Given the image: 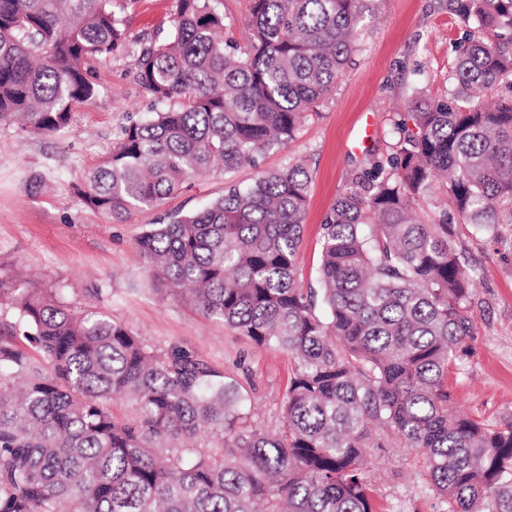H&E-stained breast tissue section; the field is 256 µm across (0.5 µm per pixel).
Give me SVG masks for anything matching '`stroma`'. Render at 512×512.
Segmentation results:
<instances>
[{
    "mask_svg": "<svg viewBox=\"0 0 512 512\" xmlns=\"http://www.w3.org/2000/svg\"><path fill=\"white\" fill-rule=\"evenodd\" d=\"M175 13L176 0H136L120 14L130 48L168 35ZM462 35L448 0H381L332 99L285 149L236 172V181L246 183L257 170L307 161L312 182L298 256L301 285L317 279L326 213L364 167L368 152L389 150L392 121L406 109L408 88L446 96ZM130 48L97 64L96 98L76 105L64 128L35 135L0 124V265L18 266L32 279L62 288L74 306L100 310L157 345L184 346L238 380L259 422L277 429L293 375L288 353L256 347L169 291L155 290L137 250L145 225L223 195V173L197 178L160 206L133 210L122 223L89 209L72 191L109 155L122 129L150 110L134 78ZM366 123L373 130L358 139ZM502 234L499 241L479 238L464 226L457 238L475 269L476 339L472 354L452 368L450 381L458 410L489 424L512 418V226ZM368 461L379 512H439L437 497L418 476L414 451L391 444L371 449Z\"/></svg>",
    "mask_w": 512,
    "mask_h": 512,
    "instance_id": "35a3bbf8",
    "label": "stroma"
}]
</instances>
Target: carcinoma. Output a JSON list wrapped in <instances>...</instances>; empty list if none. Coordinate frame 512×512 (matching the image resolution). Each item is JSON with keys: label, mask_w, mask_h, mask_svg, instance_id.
<instances>
[{"label": "carcinoma", "mask_w": 512, "mask_h": 512, "mask_svg": "<svg viewBox=\"0 0 512 512\" xmlns=\"http://www.w3.org/2000/svg\"><path fill=\"white\" fill-rule=\"evenodd\" d=\"M136 0H0V124L70 123L95 64L127 47ZM213 0H177L171 33L134 51L153 103L74 187L121 221L221 165L286 147L336 91L379 0H251L244 44ZM466 27L448 94L412 92L392 150L321 225L317 284L296 282L311 170L230 181L137 240L151 279L295 369L270 431L251 395L61 289L0 266V512H376L368 449L421 456L442 512H512V420L454 411L448 370L475 339L474 270L455 226L512 224V0H448ZM441 191L439 222L419 199ZM123 401L129 410L114 412Z\"/></svg>", "instance_id": "carcinoma-1"}]
</instances>
